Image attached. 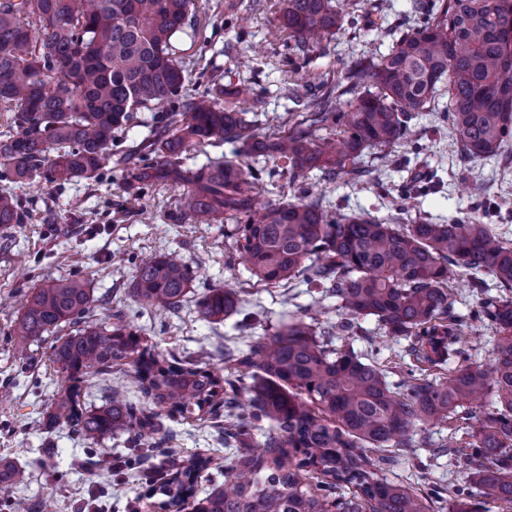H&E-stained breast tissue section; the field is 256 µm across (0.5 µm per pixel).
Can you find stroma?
Returning a JSON list of instances; mask_svg holds the SVG:
<instances>
[{
	"label": "stroma",
	"instance_id": "35a3bbf8",
	"mask_svg": "<svg viewBox=\"0 0 512 512\" xmlns=\"http://www.w3.org/2000/svg\"><path fill=\"white\" fill-rule=\"evenodd\" d=\"M380 0H365L364 11L346 16L342 30L323 52L312 53L305 67L295 69L282 42L270 41L269 31L281 14L280 0H195L194 16L172 39L176 57L186 65L193 83L201 86L246 81L260 93L263 110L255 120L260 132L286 130L303 110L310 94L319 92L321 80L343 76L351 61L368 51L387 52L390 37L367 33L365 10ZM438 110L416 113L414 136L399 148L381 178L390 189L379 197L369 178L330 180L318 172L301 179L324 203L346 213L367 212L383 217L393 195L414 186L417 212L438 224L481 207L487 223L497 225L512 239V164L496 159L465 162L448 132L442 114L447 96L437 99ZM482 184V192L471 189ZM33 215L31 223L0 227V457L25 467L30 478L17 494L31 512H157L161 493L125 465L130 446L125 437L90 443L71 427H46L44 413L53 403L61 380L48 360V342L19 348L12 327L31 289L75 273L84 275L95 297L91 317L108 322L114 308H121L137 327L143 344L159 357L192 358L213 368L228 365L227 350L245 349L250 337L274 332L289 312L312 300L313 288L270 287L256 282L240 258L225 263L231 251L222 224L168 219L178 205L179 192L170 186L145 189L140 206H125L123 174L104 170L98 181H77L54 191L35 181L11 187ZM179 252L196 273L188 304L179 313L146 310L133 300L130 288L135 266L163 252ZM66 260H59V253ZM120 261H113V254ZM229 286L238 291L241 306L224 322L212 324L196 311L195 299L209 288ZM369 337L341 336L338 344L358 354L378 349V358L413 363L408 343L383 337L374 318H366ZM448 434L444 425L417 428L414 445L394 448L393 462L384 477L418 488L426 479L468 486L473 468L455 466L449 457H433L428 440ZM160 451L185 459L200 453L210 456L212 470L224 465V440L211 423L162 417Z\"/></svg>",
	"mask_w": 512,
	"mask_h": 512
}]
</instances>
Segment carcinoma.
<instances>
[{"label": "carcinoma", "mask_w": 512, "mask_h": 512, "mask_svg": "<svg viewBox=\"0 0 512 512\" xmlns=\"http://www.w3.org/2000/svg\"><path fill=\"white\" fill-rule=\"evenodd\" d=\"M194 0H0V110L11 113L0 134V180L36 177L57 188L99 179L108 167L127 173L126 191L163 183L181 191L176 222L221 223L226 236L267 285H315L321 295L272 334L250 337L226 376L198 361L162 364L141 345L122 310L106 326L90 320L95 302L88 280L69 276L32 289L13 336L25 344L54 335L49 361L69 384L46 421L69 423L96 443L129 434L154 438L160 413L203 420L224 412V441L239 450L224 457V482L197 497L210 460L191 457L146 477L160 484L158 508L191 512H433L453 497L450 512H476L472 499L512 503V241L474 209L446 224L411 216L402 192L385 218L337 213L320 199L285 196L258 206L263 175L253 162L283 163L288 186L318 170L328 179L378 150L381 164L411 138L413 114L428 109L438 85L448 89L446 118L467 160L512 150V0H415V31L380 56L362 54L336 80V93L316 96L307 112L278 137L248 118L262 107L252 85L219 90L189 87L171 38L192 15ZM342 25L339 0H283L279 25L304 56L314 41ZM350 94L345 105L342 96ZM168 106L152 137L112 151L134 113ZM232 143L233 157L196 170L183 167L188 149ZM31 213L17 195L0 192V226L26 224ZM464 286L484 294L465 314L454 309L448 267ZM496 294L485 293L486 278ZM195 271L179 253L136 266L131 295L156 311L180 309ZM338 300L340 318L320 326L324 301ZM233 288H211L198 302L202 319L220 323L238 311ZM373 316L378 329L410 342L416 363L393 373L334 346ZM70 332L61 333L64 326ZM498 333L487 365L468 363L478 328ZM125 368L143 405L115 388L103 406L86 401L93 370ZM493 398L477 418L470 405ZM474 420L462 426L459 421ZM276 433L252 444L262 422ZM452 424L465 438L448 445L457 465L479 464L470 487L428 481L416 490L378 474L390 462L369 451L413 447L418 426ZM29 473L0 459V492L8 512L30 506L9 492Z\"/></svg>", "instance_id": "cac0c4a2"}]
</instances>
